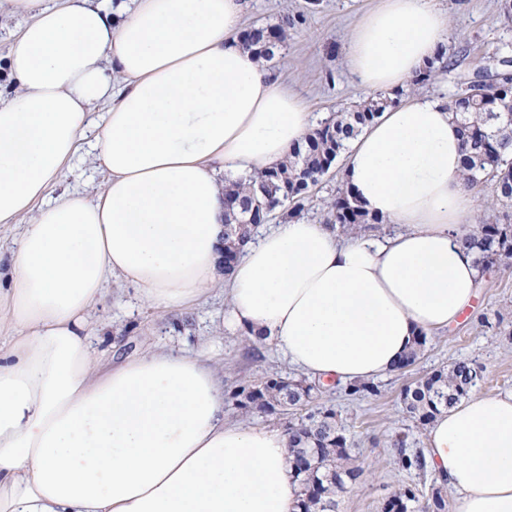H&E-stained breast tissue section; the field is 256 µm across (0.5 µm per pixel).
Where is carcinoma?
Listing matches in <instances>:
<instances>
[{
	"mask_svg": "<svg viewBox=\"0 0 512 512\" xmlns=\"http://www.w3.org/2000/svg\"><path fill=\"white\" fill-rule=\"evenodd\" d=\"M271 27L259 26L250 48L269 65L275 58L277 43L288 37V26H278L276 41L266 44ZM392 97L378 96L359 101L347 112L318 124L305 144L297 148L277 170L255 178L239 180L225 187L226 197L240 202L246 211L224 224V271L231 269L237 257V245L243 243V221L252 210L259 211L262 222L269 220L274 208L289 207L288 215L298 216L308 206L310 196L304 191L286 194L284 182L318 181L332 158L346 149V142L364 126L377 118L390 105ZM460 124L466 153L462 160V179L470 187L482 180L496 185L497 200L512 202V77L503 74L496 84L465 85L461 93L448 103ZM333 224L342 234H352L379 220L364 211L346 190H340L330 203ZM477 251V262L490 268L512 261V218L479 225L477 234L469 238ZM427 344V336L419 334L410 350L402 357L399 368L414 365ZM479 368L466 361H456L405 386L402 403L409 416L425 426L443 409L467 396L481 381ZM320 386L304 379L272 375L258 384L242 385L229 393L233 405L252 413L274 416L288 431L291 448L290 466L294 482L300 488L299 512H336V491L357 480L361 470L352 464L350 441L345 429L336 423V410L315 404L313 391ZM400 462L406 469H427L422 453H406L407 435L396 440ZM446 495L441 487L431 486L416 493L410 488L393 494L384 512H446Z\"/></svg>",
	"mask_w": 512,
	"mask_h": 512,
	"instance_id": "carcinoma-1",
	"label": "carcinoma"
}]
</instances>
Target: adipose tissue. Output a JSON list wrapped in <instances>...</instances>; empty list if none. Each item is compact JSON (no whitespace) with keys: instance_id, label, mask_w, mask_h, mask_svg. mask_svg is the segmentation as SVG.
Wrapping results in <instances>:
<instances>
[{"instance_id":"adipose-tissue-1","label":"adipose tissue","mask_w":512,"mask_h":512,"mask_svg":"<svg viewBox=\"0 0 512 512\" xmlns=\"http://www.w3.org/2000/svg\"><path fill=\"white\" fill-rule=\"evenodd\" d=\"M33 14L0 78V230L31 221L0 282V512H298L283 428L224 419L204 355L157 348L105 367L89 317L119 277L159 311L222 286L225 326L261 334L327 386L395 372L419 332L453 324L481 286L465 145L447 100L413 97L352 139L345 184L391 236L301 218L220 264L223 186L279 167L311 132L301 96L248 48L245 0H74ZM435 0H378L346 61L370 93L406 88L442 53ZM107 179L51 197L92 125ZM456 512H512V392L467 396L427 432Z\"/></svg>"}]
</instances>
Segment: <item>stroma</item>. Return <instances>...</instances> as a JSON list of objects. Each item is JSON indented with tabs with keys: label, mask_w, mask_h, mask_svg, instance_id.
<instances>
[{
	"label": "stroma",
	"mask_w": 512,
	"mask_h": 512,
	"mask_svg": "<svg viewBox=\"0 0 512 512\" xmlns=\"http://www.w3.org/2000/svg\"><path fill=\"white\" fill-rule=\"evenodd\" d=\"M377 0H247L243 29L276 25L294 19L287 40L278 49L274 70L298 91L315 119L365 99L353 81L345 60L349 33ZM450 21L444 66L434 80L407 88L405 96L453 98L458 83L479 72L512 74V18L504 17L501 0H439ZM105 174L91 143H84L69 169L60 175L53 192H79L93 197ZM344 182L343 163L335 161L329 172L310 189L306 220L325 224L331 219L328 202ZM224 292L215 288L192 307L160 312L143 303L135 289L120 279H110L105 296L92 314V325L102 340L107 359L120 360L165 345L174 349L214 352L225 389L255 384L265 377H295L274 343L245 345L243 336L228 332L221 317ZM458 360L475 363L482 379L478 396L512 391V267L487 270L478 298L447 329L429 336L419 361L412 367L377 379L378 395L353 399L343 386L323 394L352 443L353 463L363 475L359 482L336 495V512H383L386 500L399 489L421 490L434 484L432 473L402 468L394 446L397 435L407 434V449L425 450V427L416 425L400 401L402 389L414 379Z\"/></svg>",
	"instance_id": "1"
}]
</instances>
